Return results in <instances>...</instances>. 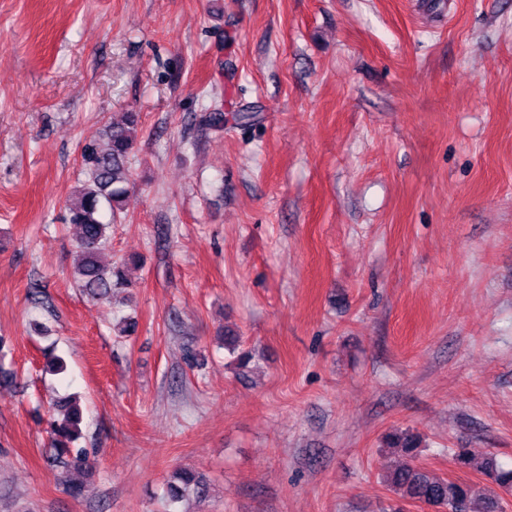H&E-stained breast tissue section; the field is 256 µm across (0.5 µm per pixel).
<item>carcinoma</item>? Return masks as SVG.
Returning a JSON list of instances; mask_svg holds the SVG:
<instances>
[{
  "instance_id": "carcinoma-1",
  "label": "carcinoma",
  "mask_w": 512,
  "mask_h": 512,
  "mask_svg": "<svg viewBox=\"0 0 512 512\" xmlns=\"http://www.w3.org/2000/svg\"><path fill=\"white\" fill-rule=\"evenodd\" d=\"M140 115L127 111L114 118L97 137L81 143V166L86 176L74 191L68 207V223L77 229V251L73 278L82 292L92 300L112 299V290L131 287L125 267L127 262L105 264L101 250L108 240L112 223L102 221V210L108 208L112 218L123 210L127 186L131 182L130 155L136 145ZM224 349L236 355L238 368L244 369L252 361L250 351L240 349V337L224 332ZM83 410L77 397H63L52 405L49 420V439L54 460L61 472L69 474L77 469L85 457V449L75 443L81 438ZM392 445L407 461L390 471L386 484L402 498L420 502L446 512H505L503 498L496 494L476 497L473 487L459 480L437 477L415 465L418 438L412 434H395ZM460 468L475 467L488 476L506 493H512V469L497 466L489 457L474 465L468 449L459 448L453 454ZM198 498L207 496L205 478L190 469L174 472L161 497V512H178L177 504L189 494Z\"/></svg>"
}]
</instances>
